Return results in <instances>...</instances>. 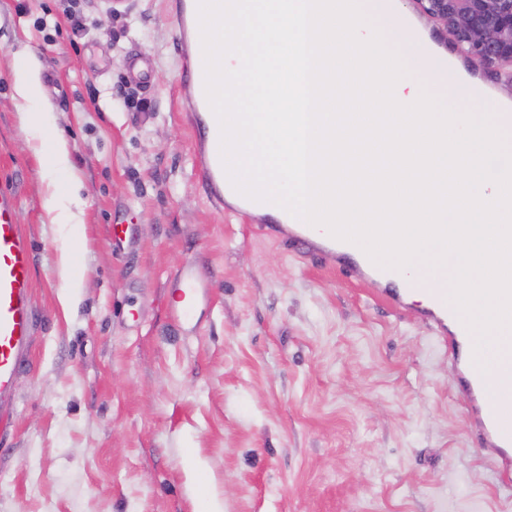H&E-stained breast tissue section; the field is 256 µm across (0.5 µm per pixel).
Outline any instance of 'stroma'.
Returning <instances> with one entry per match:
<instances>
[{
	"label": "stroma",
	"instance_id": "35a3bbf8",
	"mask_svg": "<svg viewBox=\"0 0 512 512\" xmlns=\"http://www.w3.org/2000/svg\"><path fill=\"white\" fill-rule=\"evenodd\" d=\"M175 0H0V191L34 250L33 345L0 435V512H512L457 372L419 305L398 311L328 257L218 211L195 177ZM424 28L486 89L512 86ZM64 136L27 145L16 55ZM78 197L64 193L70 177ZM74 219L51 223L53 191ZM134 227L114 244L109 227ZM68 268H61L62 253ZM209 288L187 322L172 273Z\"/></svg>",
	"mask_w": 512,
	"mask_h": 512
}]
</instances>
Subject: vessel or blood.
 I'll return each mask as SVG.
<instances>
[{"label":"vessel or blood","mask_w":512,"mask_h":512,"mask_svg":"<svg viewBox=\"0 0 512 512\" xmlns=\"http://www.w3.org/2000/svg\"><path fill=\"white\" fill-rule=\"evenodd\" d=\"M175 28L182 51L196 64L191 72L187 106L192 114L195 133V171L199 184L216 206L231 205L243 215H254L261 202L247 198L232 186L221 156L220 125L205 91V68L198 52L199 20L197 0H179ZM17 201L0 191V412L6 413L15 404V379L24 366L30 349L33 311L30 284L33 250L24 237L15 217ZM268 237L287 244L289 248L333 255L340 266L355 277L377 286L378 292L395 308L409 305L412 282H403L395 270L375 264L367 254L350 261L352 243L326 235L314 240L304 224L291 223L288 214L260 223ZM177 292L186 305H193L196 289L205 287L206 278L198 271L184 269L177 273ZM440 342L456 350L461 341L469 339L470 331L444 290L436 291L425 312ZM488 371H480L473 359H455L458 374L457 392L474 417L477 433L485 446L493 448L495 465L503 475H512V428L504 425L512 414V384L504 385L505 373H512V363L504 362L498 349L487 352Z\"/></svg>","instance_id":"vessel-or-blood-1"}]
</instances>
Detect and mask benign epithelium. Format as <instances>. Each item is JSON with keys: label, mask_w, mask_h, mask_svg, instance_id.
I'll use <instances>...</instances> for the list:
<instances>
[{"label": "benign epithelium", "mask_w": 512, "mask_h": 512, "mask_svg": "<svg viewBox=\"0 0 512 512\" xmlns=\"http://www.w3.org/2000/svg\"><path fill=\"white\" fill-rule=\"evenodd\" d=\"M468 57L507 67L512 85V0H416Z\"/></svg>", "instance_id": "obj_1"}]
</instances>
